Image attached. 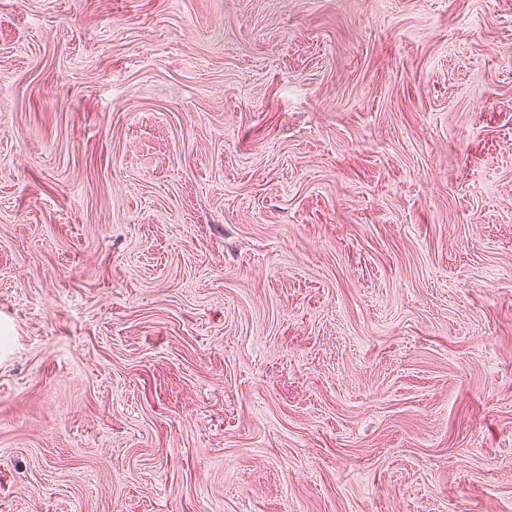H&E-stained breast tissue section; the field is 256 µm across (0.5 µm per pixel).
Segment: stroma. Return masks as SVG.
Listing matches in <instances>:
<instances>
[{
  "instance_id": "35a3bbf8",
  "label": "stroma",
  "mask_w": 512,
  "mask_h": 512,
  "mask_svg": "<svg viewBox=\"0 0 512 512\" xmlns=\"http://www.w3.org/2000/svg\"><path fill=\"white\" fill-rule=\"evenodd\" d=\"M0 512H512V0H0Z\"/></svg>"
}]
</instances>
